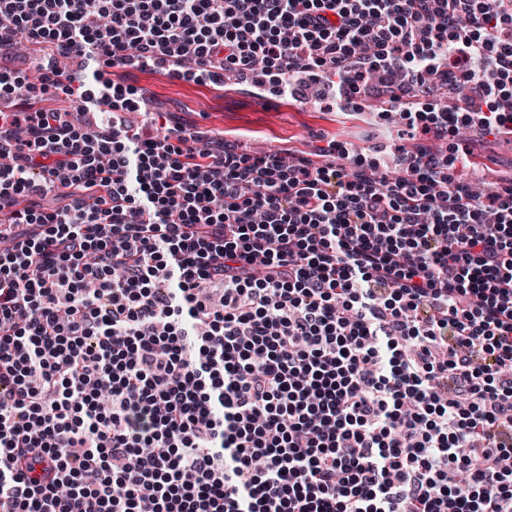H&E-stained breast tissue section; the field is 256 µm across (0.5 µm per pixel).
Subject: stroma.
<instances>
[{
    "instance_id": "obj_1",
    "label": "stroma",
    "mask_w": 512,
    "mask_h": 512,
    "mask_svg": "<svg viewBox=\"0 0 512 512\" xmlns=\"http://www.w3.org/2000/svg\"><path fill=\"white\" fill-rule=\"evenodd\" d=\"M111 73L116 81L148 95L168 128H203L218 138L240 131L245 135L240 149L251 155L279 152L306 156L319 165L323 159L316 149L329 141L341 143L352 160L372 158L373 147L379 146L383 159L378 173L393 182L400 176L396 150L427 147L444 156H462L465 165L458 170L459 178L470 184L485 181L488 192L512 181V135H484L477 128L463 127L439 138L409 129L400 107L386 98L368 110L345 114L328 99L306 106L283 97L278 104L257 106L243 99L232 81L216 89L192 80L173 83L154 73H129L121 67L112 68Z\"/></svg>"
}]
</instances>
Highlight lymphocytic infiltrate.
Wrapping results in <instances>:
<instances>
[{
    "mask_svg": "<svg viewBox=\"0 0 512 512\" xmlns=\"http://www.w3.org/2000/svg\"><path fill=\"white\" fill-rule=\"evenodd\" d=\"M508 30L512 0H0L41 73L0 70V512H512V185L162 137L78 68L474 82L404 118L496 134Z\"/></svg>",
    "mask_w": 512,
    "mask_h": 512,
    "instance_id": "obj_1",
    "label": "lymphocytic infiltrate"
}]
</instances>
